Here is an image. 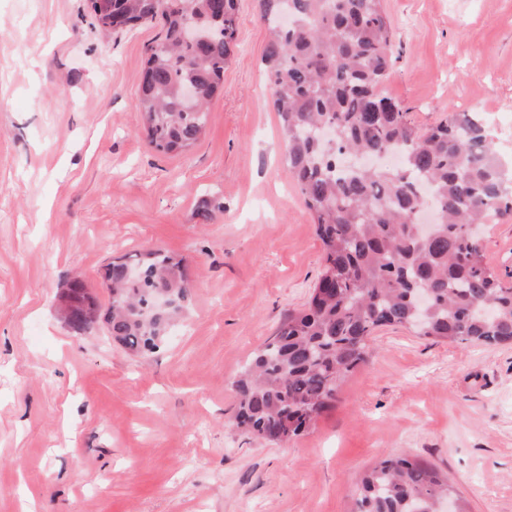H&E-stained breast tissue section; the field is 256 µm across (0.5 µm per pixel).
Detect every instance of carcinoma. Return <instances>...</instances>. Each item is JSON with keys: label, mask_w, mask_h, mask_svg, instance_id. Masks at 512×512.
<instances>
[{"label": "carcinoma", "mask_w": 512, "mask_h": 512, "mask_svg": "<svg viewBox=\"0 0 512 512\" xmlns=\"http://www.w3.org/2000/svg\"><path fill=\"white\" fill-rule=\"evenodd\" d=\"M238 0H111L104 36L157 21L148 48L139 112L148 144L190 151L206 133L208 106L222 90L236 48ZM267 23L262 56L273 90L288 176L312 213L323 266L307 305L288 314L235 381L237 426L255 439L287 444L308 431L348 375L371 355L373 333L404 327L449 343L512 342V286L484 258L475 228L512 213V158L494 147L476 112H450L417 130L382 84L395 58L381 0H258ZM197 88L190 101L183 87ZM398 151L400 165H346L353 155ZM432 232L413 218L426 200ZM216 200L197 216L207 224ZM113 342L133 355L158 351L187 309L183 260L146 251L105 268ZM75 296L99 308L85 282ZM448 481L418 457L389 456L359 478L352 512H442Z\"/></svg>", "instance_id": "cac0c4a2"}]
</instances>
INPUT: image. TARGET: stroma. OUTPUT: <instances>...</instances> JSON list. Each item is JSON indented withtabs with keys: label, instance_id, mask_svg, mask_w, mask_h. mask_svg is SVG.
I'll return each mask as SVG.
<instances>
[{
	"label": "stroma",
	"instance_id": "1",
	"mask_svg": "<svg viewBox=\"0 0 512 512\" xmlns=\"http://www.w3.org/2000/svg\"><path fill=\"white\" fill-rule=\"evenodd\" d=\"M396 62L384 93L423 129L476 112L512 156V0H382ZM148 23L102 44L84 0H0V512H349L390 455L433 464L469 512H512V344L376 331L373 353L312 428L249 441L234 381L323 264L314 219L282 168L257 0L191 152L138 125ZM224 204L210 223L200 201ZM512 283V214L484 231ZM184 259L192 299L149 359L104 324L55 311L81 276L108 306L113 258Z\"/></svg>",
	"mask_w": 512,
	"mask_h": 512
}]
</instances>
